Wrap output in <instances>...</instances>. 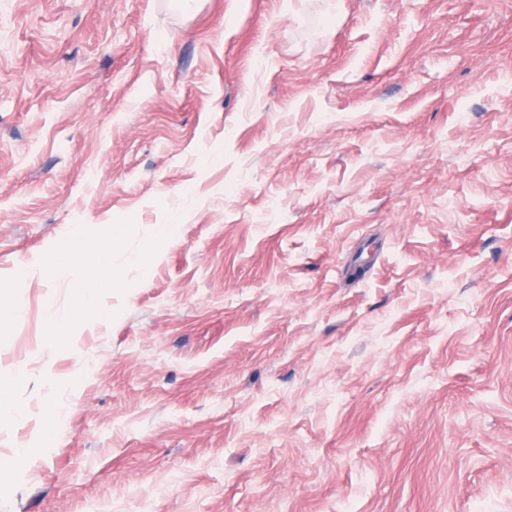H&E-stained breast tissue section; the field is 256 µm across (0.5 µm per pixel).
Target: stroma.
Returning a JSON list of instances; mask_svg holds the SVG:
<instances>
[{
	"instance_id": "obj_1",
	"label": "stroma",
	"mask_w": 512,
	"mask_h": 512,
	"mask_svg": "<svg viewBox=\"0 0 512 512\" xmlns=\"http://www.w3.org/2000/svg\"><path fill=\"white\" fill-rule=\"evenodd\" d=\"M15 370L0 512H512V0H0ZM66 245L58 248L55 253L57 260L76 261L84 257L92 249L91 243L84 237H74L65 241Z\"/></svg>"
}]
</instances>
